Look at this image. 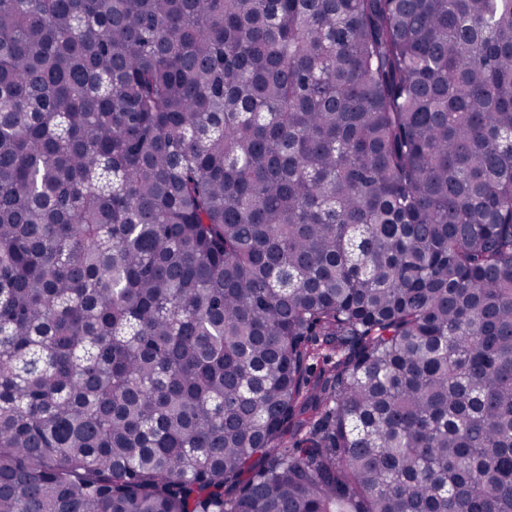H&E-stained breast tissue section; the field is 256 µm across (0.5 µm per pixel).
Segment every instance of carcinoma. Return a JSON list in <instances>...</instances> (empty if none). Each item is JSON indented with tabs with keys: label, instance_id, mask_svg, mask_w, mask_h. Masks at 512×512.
Wrapping results in <instances>:
<instances>
[{
	"label": "carcinoma",
	"instance_id": "carcinoma-1",
	"mask_svg": "<svg viewBox=\"0 0 512 512\" xmlns=\"http://www.w3.org/2000/svg\"><path fill=\"white\" fill-rule=\"evenodd\" d=\"M0 512H512V0H0Z\"/></svg>",
	"mask_w": 512,
	"mask_h": 512
}]
</instances>
